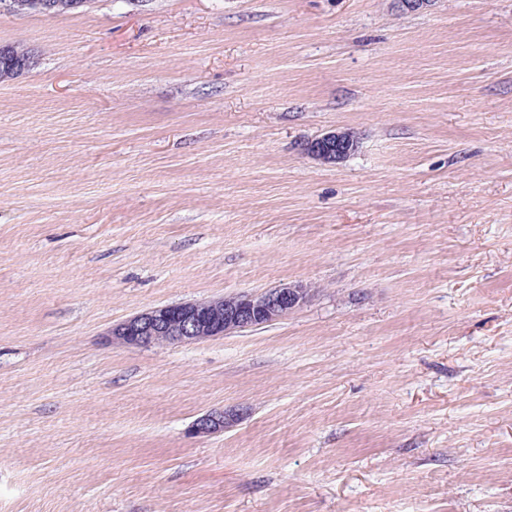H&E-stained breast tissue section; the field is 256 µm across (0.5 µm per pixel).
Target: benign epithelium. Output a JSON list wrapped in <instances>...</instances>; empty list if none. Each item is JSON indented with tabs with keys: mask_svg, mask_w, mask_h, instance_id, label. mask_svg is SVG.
<instances>
[{
	"mask_svg": "<svg viewBox=\"0 0 512 512\" xmlns=\"http://www.w3.org/2000/svg\"><path fill=\"white\" fill-rule=\"evenodd\" d=\"M87 0H33L32 5L44 12L78 9ZM27 63L0 48V75L22 71ZM354 149V140L344 132L325 134L312 154L327 162L344 159ZM304 299L295 287L273 288L259 295H238L218 300L158 307L134 316L112 328V339L134 347H149L156 336H169L173 343H188L220 337L236 329L261 326L277 320ZM231 422L224 411H211L192 424L193 432L210 435Z\"/></svg>",
	"mask_w": 512,
	"mask_h": 512,
	"instance_id": "7a95c632",
	"label": "benign epithelium"
}]
</instances>
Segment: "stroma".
Listing matches in <instances>:
<instances>
[{
    "instance_id": "stroma-1",
    "label": "stroma",
    "mask_w": 512,
    "mask_h": 512,
    "mask_svg": "<svg viewBox=\"0 0 512 512\" xmlns=\"http://www.w3.org/2000/svg\"><path fill=\"white\" fill-rule=\"evenodd\" d=\"M1 46L0 512H512V0H0ZM321 147L324 144L327 146L324 149H320V147L315 143L312 147L311 153L319 159H322L327 162H336L343 160L346 156L350 154V152L354 149V140L350 134L344 132H330L325 134L319 142H317ZM334 145L337 146L336 152H334ZM303 302L296 287H281L259 295L168 305L117 324L112 328L111 336L113 341L134 347L153 345L155 336V343H188L270 323ZM232 421L229 414L224 411H211L198 419L192 424L193 432L198 435H210L218 431L224 430L227 424Z\"/></svg>"
}]
</instances>
